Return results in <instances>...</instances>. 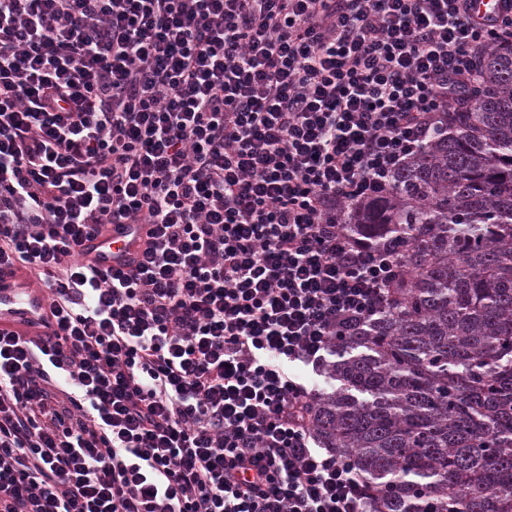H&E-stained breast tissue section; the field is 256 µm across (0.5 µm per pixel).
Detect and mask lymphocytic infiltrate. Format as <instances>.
Listing matches in <instances>:
<instances>
[{
  "label": "lymphocytic infiltrate",
  "instance_id": "obj_1",
  "mask_svg": "<svg viewBox=\"0 0 512 512\" xmlns=\"http://www.w3.org/2000/svg\"><path fill=\"white\" fill-rule=\"evenodd\" d=\"M509 38L470 0H0V265L58 319L0 333V512H365L295 369L389 306L344 212ZM144 240L142 224H124L120 229L112 228L105 236L86 241L84 249L91 252L100 267L125 269L131 258L141 254Z\"/></svg>",
  "mask_w": 512,
  "mask_h": 512
}]
</instances>
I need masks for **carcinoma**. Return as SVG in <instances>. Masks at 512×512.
Masks as SVG:
<instances>
[{"mask_svg":"<svg viewBox=\"0 0 512 512\" xmlns=\"http://www.w3.org/2000/svg\"><path fill=\"white\" fill-rule=\"evenodd\" d=\"M481 67L477 102L345 215L404 260L314 397L316 439L365 476L369 512H512V42Z\"/></svg>","mask_w":512,"mask_h":512,"instance_id":"1","label":"carcinoma"}]
</instances>
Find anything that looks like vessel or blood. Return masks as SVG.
Here are the masks:
<instances>
[{"instance_id":"obj_1","label":"vessel or blood","mask_w":512,"mask_h":512,"mask_svg":"<svg viewBox=\"0 0 512 512\" xmlns=\"http://www.w3.org/2000/svg\"><path fill=\"white\" fill-rule=\"evenodd\" d=\"M145 240V228L127 224L107 235L85 242L99 266L121 269L130 259L139 256ZM26 328L46 335L57 328L49 296L44 288L30 280L0 269V329Z\"/></svg>"}]
</instances>
